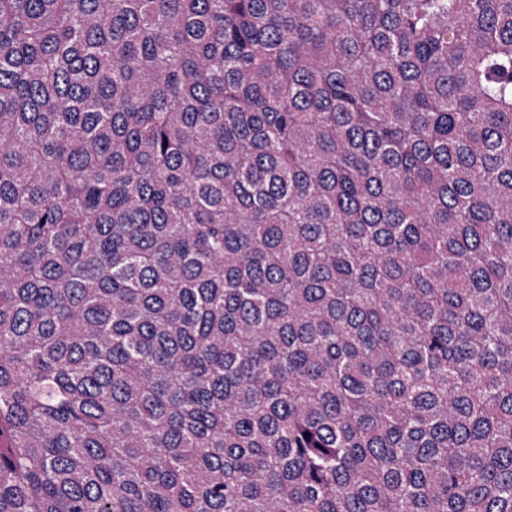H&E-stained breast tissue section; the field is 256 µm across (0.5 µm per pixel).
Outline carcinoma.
<instances>
[{
	"instance_id": "obj_1",
	"label": "carcinoma",
	"mask_w": 512,
	"mask_h": 512,
	"mask_svg": "<svg viewBox=\"0 0 512 512\" xmlns=\"http://www.w3.org/2000/svg\"><path fill=\"white\" fill-rule=\"evenodd\" d=\"M0 512H512V0H0Z\"/></svg>"
}]
</instances>
